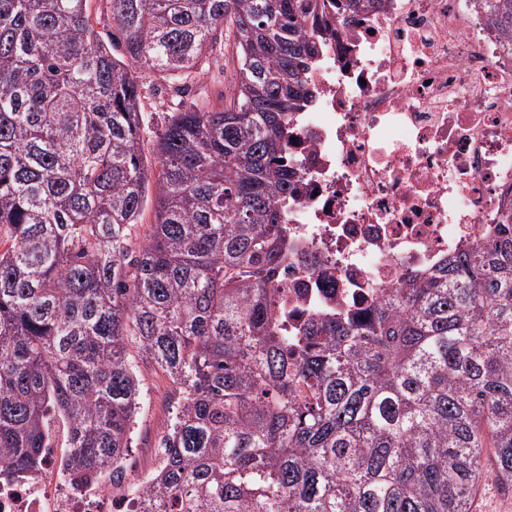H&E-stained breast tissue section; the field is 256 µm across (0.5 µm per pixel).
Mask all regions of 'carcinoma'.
<instances>
[{"label":"carcinoma","instance_id":"1","mask_svg":"<svg viewBox=\"0 0 512 512\" xmlns=\"http://www.w3.org/2000/svg\"><path fill=\"white\" fill-rule=\"evenodd\" d=\"M89 2L0 0V479L48 448L75 486L119 468L135 351L176 393L137 512H472L489 465L511 489L512 222L288 331V121L325 0H109L122 59ZM227 24L237 90L167 119L150 181L137 70H199Z\"/></svg>","mask_w":512,"mask_h":512}]
</instances>
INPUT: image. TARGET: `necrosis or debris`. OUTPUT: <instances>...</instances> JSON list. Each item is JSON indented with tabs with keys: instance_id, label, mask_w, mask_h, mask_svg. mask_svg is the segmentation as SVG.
I'll return each instance as SVG.
<instances>
[{
	"instance_id": "4bbe7bcc",
	"label": "necrosis or debris",
	"mask_w": 512,
	"mask_h": 512,
	"mask_svg": "<svg viewBox=\"0 0 512 512\" xmlns=\"http://www.w3.org/2000/svg\"><path fill=\"white\" fill-rule=\"evenodd\" d=\"M490 0H364L319 24L312 99L292 113L288 324L431 275L512 213V36ZM0 482V512H135L116 486Z\"/></svg>"
}]
</instances>
